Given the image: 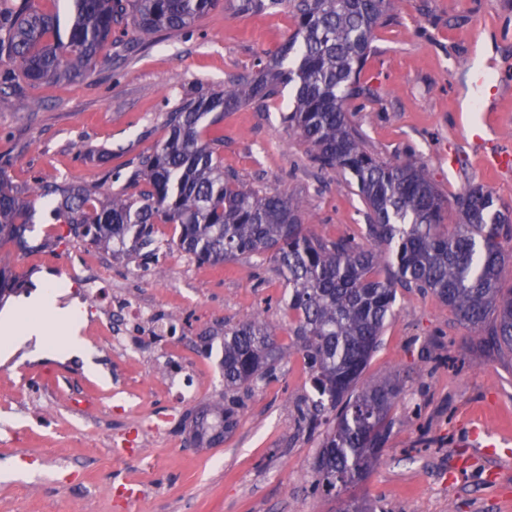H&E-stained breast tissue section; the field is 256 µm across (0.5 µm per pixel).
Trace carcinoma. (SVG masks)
<instances>
[{"instance_id":"cac0c4a2","label":"carcinoma","mask_w":512,"mask_h":512,"mask_svg":"<svg viewBox=\"0 0 512 512\" xmlns=\"http://www.w3.org/2000/svg\"><path fill=\"white\" fill-rule=\"evenodd\" d=\"M290 3L296 29L255 75L218 89L197 88L168 113L165 135L132 161L116 190L38 176L21 196L0 171V243L27 247L40 204L57 224L116 257L158 259L155 226L170 224L168 245L199 264L265 257L288 288L285 306L318 399L296 405L299 423L325 427L312 491L361 482L380 462L390 412L402 392L397 375L365 377L395 315L398 289L430 293L457 319L512 351V289L501 286L502 239H512V210L480 184L456 197L459 222L445 230L448 196L411 156L384 161L355 124L349 102L373 99L361 73L378 29L391 21V0H71L61 30L59 0H0V83L17 87L74 81L97 64L112 31L132 26L153 43L218 7L259 15ZM294 105L282 124L308 144L320 171L350 176L366 205L364 231L336 239L312 231L302 201L257 188L224 169V138L210 127L246 104H263L282 88ZM16 292L0 259V301ZM285 354L276 328L257 313L224 327V392L196 418L195 437L220 440L234 430L241 392L274 377Z\"/></svg>"}]
</instances>
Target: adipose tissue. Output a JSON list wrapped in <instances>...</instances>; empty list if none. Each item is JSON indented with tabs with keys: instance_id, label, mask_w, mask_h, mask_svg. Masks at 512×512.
<instances>
[{
	"instance_id": "adipose-tissue-1",
	"label": "adipose tissue",
	"mask_w": 512,
	"mask_h": 512,
	"mask_svg": "<svg viewBox=\"0 0 512 512\" xmlns=\"http://www.w3.org/2000/svg\"><path fill=\"white\" fill-rule=\"evenodd\" d=\"M51 312L56 316V321L67 331L66 350L69 354L81 356L87 351L83 339L78 336V326L82 313L78 307L70 306L59 308L55 305V293L46 290L37 300L34 307L23 309L15 324L7 326L6 331L15 339L27 340L37 338L45 353L56 354V340L52 330H49L42 319L43 313Z\"/></svg>"
}]
</instances>
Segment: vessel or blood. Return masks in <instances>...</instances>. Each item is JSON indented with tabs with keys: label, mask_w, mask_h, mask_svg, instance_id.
Masks as SVG:
<instances>
[{
	"label": "vessel or blood",
	"mask_w": 512,
	"mask_h": 512,
	"mask_svg": "<svg viewBox=\"0 0 512 512\" xmlns=\"http://www.w3.org/2000/svg\"><path fill=\"white\" fill-rule=\"evenodd\" d=\"M501 79L486 81L478 78L473 121L467 124V136L475 152V162L484 172L492 176L512 169V147L504 145L498 137V129L485 118L486 101L494 97L503 88ZM467 441L470 446L477 448L481 455L487 458L498 457L502 447L488 430L479 425L471 426L467 431Z\"/></svg>",
	"instance_id": "1"
}]
</instances>
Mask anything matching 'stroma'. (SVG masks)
Instances as JSON below:
<instances>
[{"label":"stroma","instance_id":"stroma-1","mask_svg":"<svg viewBox=\"0 0 512 512\" xmlns=\"http://www.w3.org/2000/svg\"><path fill=\"white\" fill-rule=\"evenodd\" d=\"M393 21L377 33L362 73L379 93L356 101L352 115L380 158L414 156L448 197L481 183L512 207V175L493 179L464 157L448 168V146L461 142V102L470 93V63L492 44L500 68L512 70V0H396ZM288 5L262 15L216 10L192 27L139 43L117 30L107 60L86 79L25 87L0 112V165L15 190L33 177L101 186L106 171L126 172L132 159L165 134L167 112L197 87L223 86L255 70L294 32ZM41 106L30 110L31 100ZM293 92L265 105L225 113L224 166L260 187L300 198L311 228L335 238L360 230L365 205L348 179L321 173L308 147L281 115ZM30 250L0 245L22 289L0 324L62 272L91 255L104 262L123 297L176 316L178 336H144L134 352L112 349L99 332L110 311L82 294L79 329L89 359L42 354L35 340L0 333V512H339L350 497L384 512H512V353L484 332L462 325L429 294L399 290L396 315L366 374H398L403 392L380 462L360 484L311 494L321 437L302 428L296 402L309 389L298 351L276 378L244 397L237 429L217 443L194 437L195 418L224 389L225 326L265 312L281 343L290 318L280 307L283 281L268 261L194 265L179 272L170 257L160 270L113 258L111 251L69 234L40 212ZM189 378L190 396L169 397L163 381ZM483 424L511 453L475 456L461 467L466 429Z\"/></svg>","mask_w":512,"mask_h":512}]
</instances>
